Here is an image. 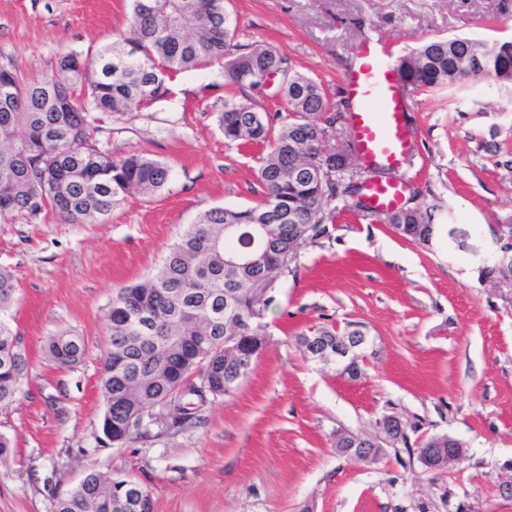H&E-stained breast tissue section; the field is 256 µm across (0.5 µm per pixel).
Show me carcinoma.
Masks as SVG:
<instances>
[{
	"label": "carcinoma",
	"instance_id": "cac0c4a2",
	"mask_svg": "<svg viewBox=\"0 0 512 512\" xmlns=\"http://www.w3.org/2000/svg\"><path fill=\"white\" fill-rule=\"evenodd\" d=\"M130 18L132 37L104 45L93 63L66 52L50 75L34 82L0 66V216L36 219L50 210L69 224L98 223L121 197L161 191L169 166L147 154L114 159L102 152L93 139L95 113L137 112L165 96L167 81L184 70L217 64L224 85L261 92L282 62L288 88L272 115L234 98L218 114L226 140L267 145L259 168L262 202L201 213L144 282L112 298L101 429L120 444L140 434L141 414L160 399L171 403L168 426L181 429L198 420L210 398L233 394L238 373L251 370L267 339L254 320L253 332L240 335L229 355L228 326L242 314L267 310L265 290L291 272L298 251L328 236L332 200L342 196L346 209L365 212L352 199L353 178L336 169V156L354 144L328 146L337 117L324 88L271 45L230 52L237 22L224 0H130ZM398 71L412 91L483 78L512 83V42L427 40L399 60ZM374 219L421 246L436 234L432 206L401 207ZM258 224L271 226L274 247L252 266L224 264L225 253L243 250L242 232ZM16 292L13 276L0 270V405L16 400L29 369L21 336L4 318ZM44 351L54 366L72 368L84 342L58 332ZM194 376L206 381V390L194 387ZM55 512H153V500L129 476L90 472L57 499Z\"/></svg>",
	"mask_w": 512,
	"mask_h": 512
}]
</instances>
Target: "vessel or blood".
Listing matches in <instances>:
<instances>
[{"label": "vessel or blood", "instance_id": "vessel-or-blood-1", "mask_svg": "<svg viewBox=\"0 0 512 512\" xmlns=\"http://www.w3.org/2000/svg\"><path fill=\"white\" fill-rule=\"evenodd\" d=\"M359 65L345 77L351 102L348 124L370 176L364 186L367 214L401 206L405 184L382 181L375 170L405 167L412 156L415 131L407 112L408 92L401 85L381 39L365 38L359 47Z\"/></svg>", "mask_w": 512, "mask_h": 512}]
</instances>
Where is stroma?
I'll return each instance as SVG.
<instances>
[{
	"mask_svg": "<svg viewBox=\"0 0 512 512\" xmlns=\"http://www.w3.org/2000/svg\"><path fill=\"white\" fill-rule=\"evenodd\" d=\"M236 41L266 43L322 82L347 108L343 77L363 39L398 61L421 42L453 36L512 40V0H226ZM129 0H0V65L25 80L58 56L95 57L128 37ZM216 66L178 74L139 112L105 118L95 138L112 157L145 153L171 168L165 189L129 195L96 224L54 215L0 221V268L17 283L10 316L31 360L19 400L0 406V512H53L86 472L126 474L154 512H512V284L481 271L512 240V84L488 79L411 93L418 138L398 176L417 205L434 206L431 248L372 219L341 214L277 278L264 351L236 393L206 404L196 425L115 445L101 432L98 380L117 289L144 280L185 225L216 207L252 206L263 147L229 142L217 112ZM360 322L375 357L361 380L309 360L295 336ZM82 337L72 369L49 366L46 339ZM422 433L467 446L441 472L385 449L370 463L337 455V432L367 436L386 408Z\"/></svg>",
	"mask_w": 512,
	"mask_h": 512,
	"instance_id": "1",
	"label": "stroma"
}]
</instances>
